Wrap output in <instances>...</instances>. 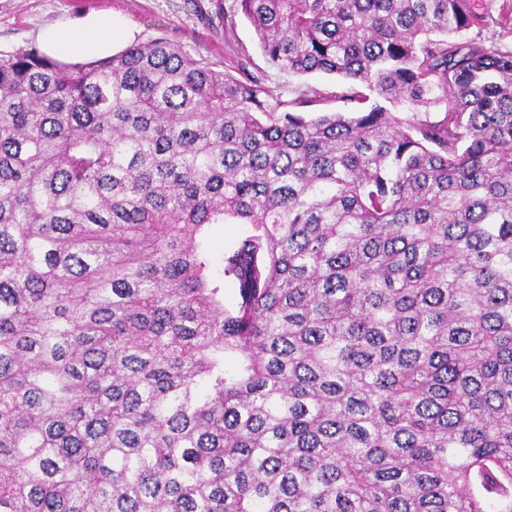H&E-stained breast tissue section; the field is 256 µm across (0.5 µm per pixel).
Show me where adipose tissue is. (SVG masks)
Segmentation results:
<instances>
[{
	"instance_id": "obj_1",
	"label": "adipose tissue",
	"mask_w": 512,
	"mask_h": 512,
	"mask_svg": "<svg viewBox=\"0 0 512 512\" xmlns=\"http://www.w3.org/2000/svg\"><path fill=\"white\" fill-rule=\"evenodd\" d=\"M42 52L65 64H86L112 56L132 42L129 29L109 14H89L41 29Z\"/></svg>"
}]
</instances>
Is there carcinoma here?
Listing matches in <instances>:
<instances>
[{"mask_svg": "<svg viewBox=\"0 0 512 512\" xmlns=\"http://www.w3.org/2000/svg\"><path fill=\"white\" fill-rule=\"evenodd\" d=\"M235 2L340 109L0 54V512H512V51L478 0ZM482 38L487 44H493L502 50H512V25L503 26L490 22L482 32ZM246 229L245 224H214L210 229L209 246L217 257L224 252L232 241L239 237Z\"/></svg>", "mask_w": 512, "mask_h": 512, "instance_id": "obj_1", "label": "carcinoma"}]
</instances>
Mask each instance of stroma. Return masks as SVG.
<instances>
[{
  "label": "stroma",
  "mask_w": 512,
  "mask_h": 512,
  "mask_svg": "<svg viewBox=\"0 0 512 512\" xmlns=\"http://www.w3.org/2000/svg\"><path fill=\"white\" fill-rule=\"evenodd\" d=\"M208 4L209 0H0V53L37 47L38 30L53 22L89 12H109L132 30L136 39L167 38L207 59L219 71L225 57L234 56L249 70H261L265 85L284 98L312 89L323 97L318 111L337 109L335 95L343 87L342 79L323 73L300 77L267 66L250 22L238 13L231 26L212 30L198 13L199 7Z\"/></svg>",
  "instance_id": "1"
}]
</instances>
